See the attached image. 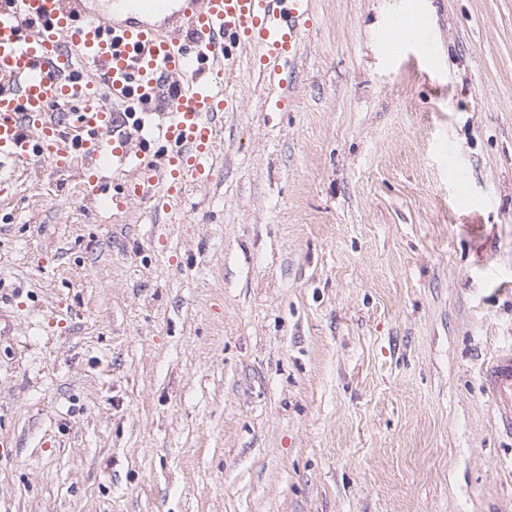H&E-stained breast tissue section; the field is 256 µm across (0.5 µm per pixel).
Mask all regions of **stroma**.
<instances>
[{"mask_svg": "<svg viewBox=\"0 0 512 512\" xmlns=\"http://www.w3.org/2000/svg\"><path fill=\"white\" fill-rule=\"evenodd\" d=\"M312 12L161 222L0 170V512H512V0ZM485 394L490 399L498 429L512 435V343L498 348L481 365Z\"/></svg>", "mask_w": 512, "mask_h": 512, "instance_id": "35a3bbf8", "label": "stroma"}]
</instances>
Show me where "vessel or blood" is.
I'll list each match as a JSON object with an SVG mask.
<instances>
[{
    "instance_id": "vessel-or-blood-1",
    "label": "vessel or blood",
    "mask_w": 512,
    "mask_h": 512,
    "mask_svg": "<svg viewBox=\"0 0 512 512\" xmlns=\"http://www.w3.org/2000/svg\"><path fill=\"white\" fill-rule=\"evenodd\" d=\"M312 27L311 0H0V160L65 173L80 155L85 201L170 210L214 175L225 64L254 48L286 82ZM481 374L511 436L512 343Z\"/></svg>"
}]
</instances>
